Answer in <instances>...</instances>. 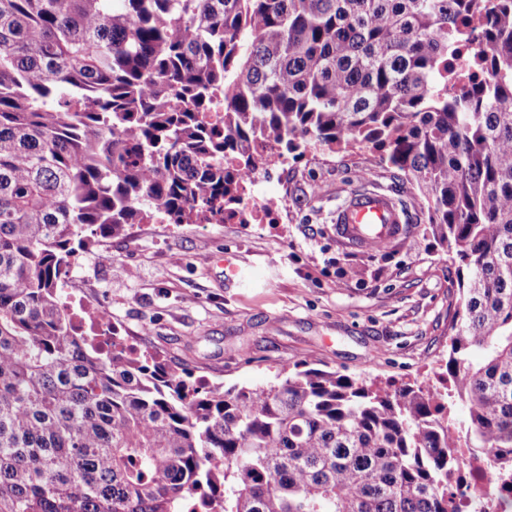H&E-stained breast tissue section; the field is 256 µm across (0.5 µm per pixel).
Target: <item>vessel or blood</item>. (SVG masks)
Returning a JSON list of instances; mask_svg holds the SVG:
<instances>
[{"label":"vessel or blood","mask_w":512,"mask_h":512,"mask_svg":"<svg viewBox=\"0 0 512 512\" xmlns=\"http://www.w3.org/2000/svg\"><path fill=\"white\" fill-rule=\"evenodd\" d=\"M403 224V214L395 201L380 192L351 196L336 211L338 237L360 247L395 239Z\"/></svg>","instance_id":"vessel-or-blood-1"}]
</instances>
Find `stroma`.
Segmentation results:
<instances>
[{"label": "stroma", "mask_w": 512, "mask_h": 512, "mask_svg": "<svg viewBox=\"0 0 512 512\" xmlns=\"http://www.w3.org/2000/svg\"><path fill=\"white\" fill-rule=\"evenodd\" d=\"M264 191L282 205L251 224L131 225L78 252L63 288L190 382L256 387L303 360L380 385L434 382L459 306L455 265L420 223L380 252L334 229L360 191L420 213L409 177L366 148H317L272 170ZM227 254L249 270L234 287Z\"/></svg>", "instance_id": "obj_1"}]
</instances>
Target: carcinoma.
<instances>
[{
    "mask_svg": "<svg viewBox=\"0 0 512 512\" xmlns=\"http://www.w3.org/2000/svg\"><path fill=\"white\" fill-rule=\"evenodd\" d=\"M357 146L457 264L442 387L190 386L66 311L76 249ZM463 450L512 496V0H0V512H456Z\"/></svg>",
    "mask_w": 512,
    "mask_h": 512,
    "instance_id": "1",
    "label": "carcinoma"
}]
</instances>
